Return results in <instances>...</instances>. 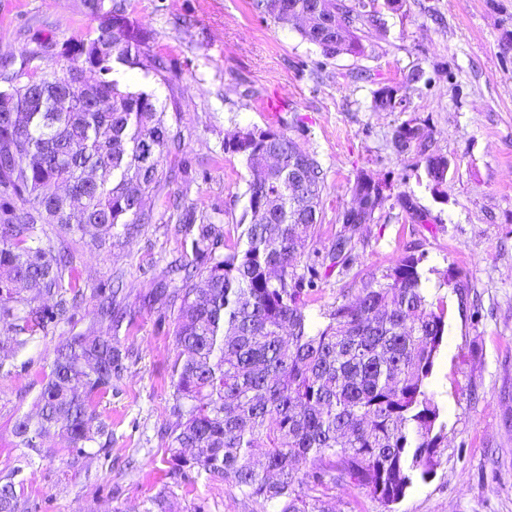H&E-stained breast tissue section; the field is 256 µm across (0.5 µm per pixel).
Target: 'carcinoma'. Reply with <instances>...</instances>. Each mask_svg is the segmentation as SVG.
<instances>
[{"mask_svg":"<svg viewBox=\"0 0 512 512\" xmlns=\"http://www.w3.org/2000/svg\"><path fill=\"white\" fill-rule=\"evenodd\" d=\"M323 9L316 10L317 4ZM258 0L273 22L291 26L326 57L361 55L358 24L381 25L365 0ZM97 22L92 32L62 44L40 41L31 59L63 58L61 76L24 65L0 88V377L26 370L17 356L38 335L75 323L84 297L74 256L62 245L76 237L98 247L117 228L131 234L149 224L135 204L178 177L170 156L180 132L153 95L122 87L113 64L165 71L150 54L149 36L128 16L124 0H84ZM98 74L95 84L73 88V71ZM374 91L375 107L404 110ZM250 172V218L243 244L224 249L215 225L196 223L185 209L177 231L191 237V263L167 273L181 285L159 289L173 319L178 355L172 366L174 425L161 431L171 472L222 477L255 503L276 512H325L308 494L348 482L386 508L428 482L439 461L444 423L428 391L445 336L447 309L422 285V258L406 256L381 277L362 283L339 303L327 323L311 326L306 298L329 269H348L350 239H336L326 256L298 266V242L317 223L324 186L319 162L282 130L244 128L224 142ZM277 163H266L267 154ZM305 156L310 196L297 192L291 172ZM442 156L425 171L434 187L446 181ZM267 215L261 224L257 213ZM120 287L100 288L99 310L114 334L65 339L36 401L35 415L16 419L26 462L40 453L52 428L66 434L80 456L104 433L96 400L112 391L126 369L117 333L125 319ZM261 456L266 468L255 469ZM310 464L301 473L296 462ZM17 471L0 477V512H29L15 491Z\"/></svg>","mask_w":512,"mask_h":512,"instance_id":"1","label":"carcinoma"}]
</instances>
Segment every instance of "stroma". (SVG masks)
<instances>
[{"label":"stroma","instance_id":"1","mask_svg":"<svg viewBox=\"0 0 512 512\" xmlns=\"http://www.w3.org/2000/svg\"><path fill=\"white\" fill-rule=\"evenodd\" d=\"M151 35L165 78L118 66L132 89L177 104L183 143L173 162L182 178L146 201L152 221L114 239L111 250L71 243L86 298L76 327L37 337L22 353L27 372L0 378V475L16 472L17 494L36 512H262L221 478L170 475L159 427L173 424L172 325H159L156 290L168 263L193 258L175 226L178 198L219 225L225 246L239 243L249 172L225 140L246 127L285 130L325 173L319 220L301 258L326 254L352 237L347 272L331 270L307 311L322 326L329 310L372 276L408 255L422 259L423 286L447 303L444 342L429 389L446 424L434 477L411 489L396 512H512V0H375L382 25L368 30L363 54L325 57L290 27L274 25L254 0H125ZM83 0H0V69L19 70L40 39L65 42L95 29ZM399 87L403 112L375 109L373 93ZM278 104L269 114L268 100ZM416 120L427 150L399 152L396 128ZM441 155L447 180L433 187L427 155ZM385 187L372 220L342 222L357 177ZM121 279L130 326L129 358L96 413L109 430L72 459L52 430L25 463L13 426L35 412L55 347L99 320L95 289ZM327 512H385L351 484L326 489Z\"/></svg>","mask_w":512,"mask_h":512}]
</instances>
